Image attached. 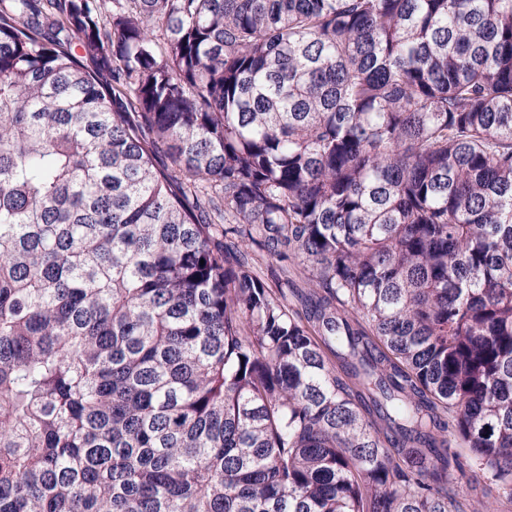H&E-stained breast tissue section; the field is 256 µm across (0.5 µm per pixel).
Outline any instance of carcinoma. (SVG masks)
<instances>
[{
    "mask_svg": "<svg viewBox=\"0 0 512 512\" xmlns=\"http://www.w3.org/2000/svg\"><path fill=\"white\" fill-rule=\"evenodd\" d=\"M0 512H512V0H0Z\"/></svg>",
    "mask_w": 512,
    "mask_h": 512,
    "instance_id": "obj_1",
    "label": "carcinoma"
}]
</instances>
